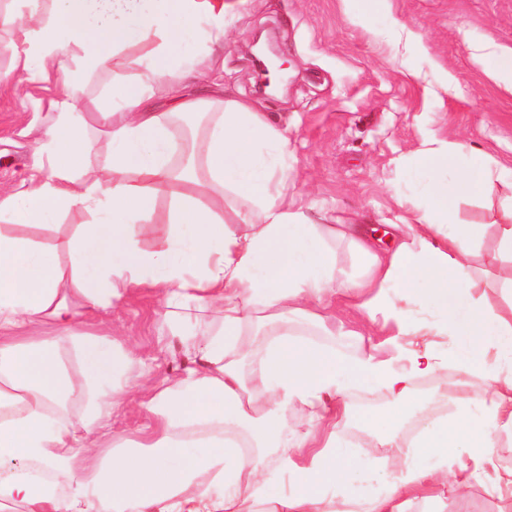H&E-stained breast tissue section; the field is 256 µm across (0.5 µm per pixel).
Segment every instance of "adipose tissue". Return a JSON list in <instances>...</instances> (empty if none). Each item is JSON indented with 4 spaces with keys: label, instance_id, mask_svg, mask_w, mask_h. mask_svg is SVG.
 <instances>
[{
    "label": "adipose tissue",
    "instance_id": "1",
    "mask_svg": "<svg viewBox=\"0 0 512 512\" xmlns=\"http://www.w3.org/2000/svg\"><path fill=\"white\" fill-rule=\"evenodd\" d=\"M14 2V37L0 48L14 65L0 83L20 89L32 65L53 67L59 96L35 142L46 166L0 194V512H413L475 480L489 498L512 497V468L493 462L512 441V277L498 279L507 306L495 308L481 293L488 271L472 263L489 233L512 259V169L429 142L420 167L457 176L431 180L396 248L378 255L351 225L291 208L286 129L249 102L184 94L187 76L213 71L233 0ZM187 36L199 50L184 57ZM141 45L139 71L113 79L110 107L88 111L87 78ZM101 142L108 161L94 169ZM498 191L493 227L461 218L462 201ZM161 193L169 216L156 224ZM69 214L82 222L55 245L23 233ZM340 241L357 279L338 260ZM147 288L159 289L161 320L195 366L141 396L127 378L136 347L112 340L104 316ZM329 296L372 321L389 357L319 344L354 334L326 313ZM48 323L58 335L39 334ZM73 338L75 375L59 354ZM447 355L460 372L449 417L412 391ZM377 386L391 401L377 435L394 451L384 462L338 447L354 416L339 395ZM133 409L152 422L137 439L112 429L115 413ZM292 411L309 424L297 437ZM26 467L71 479L69 493L40 489Z\"/></svg>",
    "mask_w": 512,
    "mask_h": 512
}]
</instances>
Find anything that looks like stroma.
<instances>
[{
    "instance_id": "obj_1",
    "label": "stroma",
    "mask_w": 512,
    "mask_h": 512,
    "mask_svg": "<svg viewBox=\"0 0 512 512\" xmlns=\"http://www.w3.org/2000/svg\"><path fill=\"white\" fill-rule=\"evenodd\" d=\"M243 0L228 21L217 68L228 92L259 103L286 127L289 197L319 224H361L391 250L398 215L420 203L430 173L417 168L429 140H450L512 167V93L494 84L472 47L512 49V0ZM274 29L295 80L275 98L256 89L252 39ZM453 84L442 91L440 79ZM54 78L23 91L0 84V192L19 191L34 170V140L51 116ZM155 293L112 316L118 338L137 344L151 380L193 360L158 318Z\"/></svg>"
}]
</instances>
